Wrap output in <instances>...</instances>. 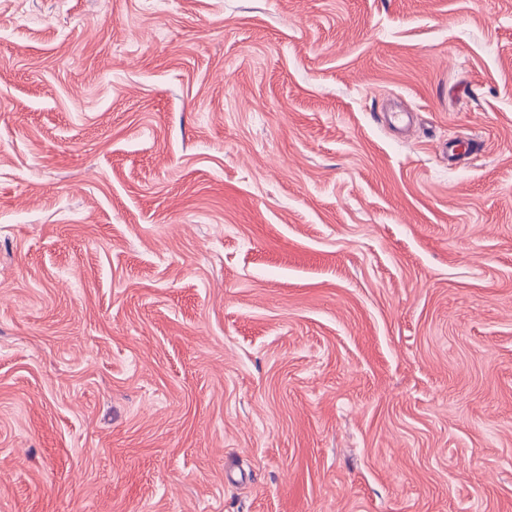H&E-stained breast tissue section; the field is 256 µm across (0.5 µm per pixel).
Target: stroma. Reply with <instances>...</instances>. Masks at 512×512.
<instances>
[{
	"label": "stroma",
	"mask_w": 512,
	"mask_h": 512,
	"mask_svg": "<svg viewBox=\"0 0 512 512\" xmlns=\"http://www.w3.org/2000/svg\"><path fill=\"white\" fill-rule=\"evenodd\" d=\"M0 512H512V0H0ZM445 148L448 154V162L455 163L462 158L470 157L476 153L483 152L485 150V144L483 140L476 139H448V146Z\"/></svg>",
	"instance_id": "1"
}]
</instances>
